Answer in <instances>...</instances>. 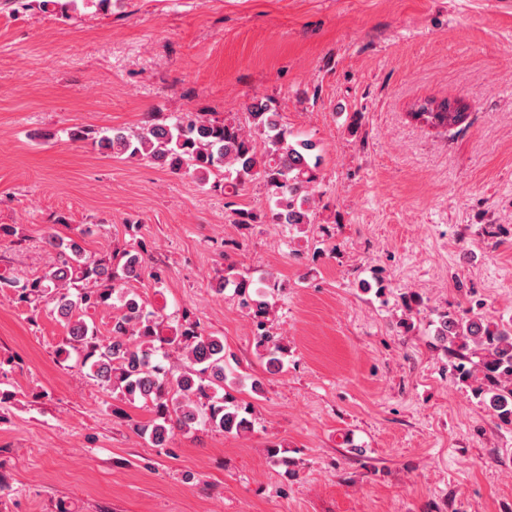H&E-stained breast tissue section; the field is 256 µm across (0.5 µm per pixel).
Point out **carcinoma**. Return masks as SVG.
Instances as JSON below:
<instances>
[{"mask_svg": "<svg viewBox=\"0 0 512 512\" xmlns=\"http://www.w3.org/2000/svg\"><path fill=\"white\" fill-rule=\"evenodd\" d=\"M459 104L455 99H427L416 104L417 115L432 127L457 126L467 118ZM247 110L251 131L234 121L184 112L169 123H160L152 115L144 126L114 129L96 138L94 145L103 153L144 159L175 174L188 170L203 184L217 177L216 186L227 197L239 196L247 181L258 179L273 207L260 217L234 209L228 202L232 223L248 226L263 219L300 232L315 223L321 165L317 144L292 137L266 100H252ZM47 243L57 252V262L33 279L0 274V293L11 294L33 313L52 306L68 328L56 350L58 358L66 361L76 356L80 369L107 391L149 407L153 419L136 425L140 435L163 445L176 429L202 428L233 436L253 430L252 409L226 389L224 341L207 333L186 311L176 324H170L127 288L145 275L162 284L165 269L146 265L135 246L115 250L108 258H92L77 234L51 235ZM229 284L240 307L252 316L256 347L263 352L267 372H280L287 348L267 328L271 310L267 292L237 273L233 264L224 268L215 291L220 294ZM115 299L120 313L112 316L109 336L101 337L85 317L111 306ZM435 336L451 359L455 379L472 388L494 416L512 424V324L489 321L471 310L443 312L438 314ZM166 351L181 355L182 362L158 359Z\"/></svg>", "mask_w": 512, "mask_h": 512, "instance_id": "cac0c4a2", "label": "carcinoma"}]
</instances>
